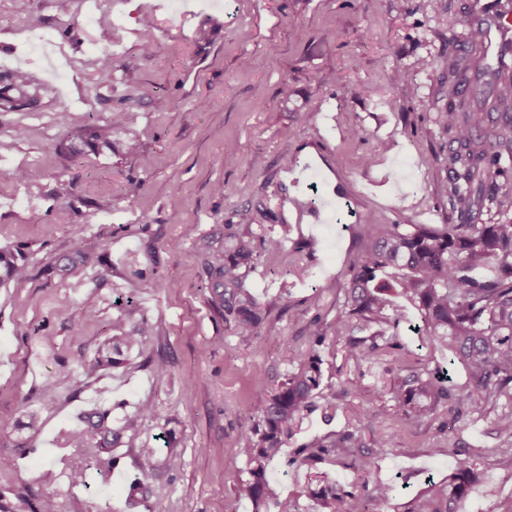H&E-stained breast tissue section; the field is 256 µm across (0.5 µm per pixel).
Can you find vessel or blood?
<instances>
[{
  "label": "vessel or blood",
  "instance_id": "b4317fda",
  "mask_svg": "<svg viewBox=\"0 0 512 512\" xmlns=\"http://www.w3.org/2000/svg\"><path fill=\"white\" fill-rule=\"evenodd\" d=\"M465 24L482 28L486 41L483 63L462 93L470 96L480 89L487 98H495L499 74L512 72V0H475L474 13Z\"/></svg>",
  "mask_w": 512,
  "mask_h": 512
}]
</instances>
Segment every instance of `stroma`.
<instances>
[{
  "mask_svg": "<svg viewBox=\"0 0 512 512\" xmlns=\"http://www.w3.org/2000/svg\"><path fill=\"white\" fill-rule=\"evenodd\" d=\"M467 2L0 0V63L39 81L34 107L0 111V251L29 271L26 288L0 286V512H39L47 498L56 512H226L247 470L236 450L265 402L256 382L277 387L294 369L313 318L335 323L338 285L366 244L365 225H440L454 215L439 117ZM145 14L157 25L149 54L140 48ZM33 15L55 34L46 62L24 55ZM204 24L210 38L196 41ZM105 53L114 59L107 73L97 66ZM395 67L403 78L393 83ZM125 112L137 152H61L73 125H108ZM24 169L36 178L15 180ZM296 198L317 206L316 223H297ZM244 218L259 237L284 241L249 275L267 320L248 346L225 331L191 257L219 226ZM77 252L84 265L60 271L59 258ZM116 320L149 322L154 334L119 367L85 378L83 363ZM418 320L407 308L399 347L369 362L346 355L371 334L362 321L327 336L323 384L336 410L317 408L284 446L270 471L280 494L305 482L299 448L349 433L346 452L321 470L351 490L392 485L394 512L459 459L483 474L467 512L512 495V437L493 410L480 415L452 398L419 424L399 415L389 390L406 367L449 360L421 346L410 330ZM147 401L158 415L113 449L109 478L93 468L73 484L72 463L95 451L61 447L60 433L84 410L106 405L118 419ZM169 429L170 448L159 439ZM382 432L397 448L376 457L371 441ZM146 439L154 470L138 492Z\"/></svg>",
  "mask_w": 512,
  "mask_h": 512,
  "instance_id": "obj_1",
  "label": "stroma"
}]
</instances>
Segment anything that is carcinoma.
I'll return each instance as SVG.
<instances>
[{
  "instance_id": "1",
  "label": "carcinoma",
  "mask_w": 512,
  "mask_h": 512,
  "mask_svg": "<svg viewBox=\"0 0 512 512\" xmlns=\"http://www.w3.org/2000/svg\"><path fill=\"white\" fill-rule=\"evenodd\" d=\"M154 21L142 20L141 50L152 52ZM471 51L464 58L457 51L448 53V97L454 98L459 87L467 84L469 70L483 60L484 38L472 30ZM31 80L19 71L0 79V110L16 111L32 100ZM494 106L506 108L497 117L484 122L483 113L467 101L451 107L439 121L451 134L448 145V175L457 222L439 227L412 224L404 230L400 224L366 225L370 245L358 257L350 278L340 285L346 312L336 317V333L343 332L348 319L357 317L368 324L396 327L400 314L390 299V282L401 287L402 294L420 312L421 324L413 327L421 344L446 351L451 364L461 367L467 382L459 400L470 403L480 413L486 406L497 410L496 425L512 437V218H500L487 224L484 212L494 201L496 185L493 168L504 158L512 159V73L499 82ZM131 117L120 114L110 126L86 124L73 133L64 146L72 156L84 149L99 152L112 149L114 129L127 124ZM277 250L279 239L256 242L246 224H226L207 237L191 254L207 275L208 301L224 318V329L250 343L261 334L266 311L258 298L246 288V280L260 257V246ZM493 267L492 279L480 271ZM7 280L16 288L28 282L26 266L0 254V282ZM112 341L98 350L97 356L84 365V376L97 374L105 366L121 363L123 352L142 350L144 338L153 333L144 323L130 331L122 324H112ZM327 326L315 318L309 322L308 336L313 347L298 359L296 367L284 381L268 390L263 381L258 388L267 395L259 421L242 436L243 446L237 453L245 457L247 477L238 481L228 509L250 501L260 509L274 501L276 512H302L299 500L276 495L268 479L273 462L293 429L325 398L323 360L318 346L324 343ZM370 350L354 342L351 355L367 361L380 348L378 340L391 344L386 331L370 336ZM450 370L439 372L410 370L391 389V399L399 414L410 423H420L448 400L453 391ZM155 414V408L142 404L112 427V408L100 406L86 413L80 424L67 431L62 445L85 448L89 445L107 450L119 448L123 440L136 433L141 418ZM352 435H341L323 444L299 451L302 462L309 465L338 455L348 447ZM156 448L146 440L140 447L142 469L137 483L142 485L152 469ZM481 481V474L468 462L459 460L448 475L425 479V487L406 505V512H465L471 493ZM307 493L320 502L324 512H388L391 486L378 483L373 490L362 486L348 491L335 482L324 485L308 481Z\"/></svg>"
}]
</instances>
